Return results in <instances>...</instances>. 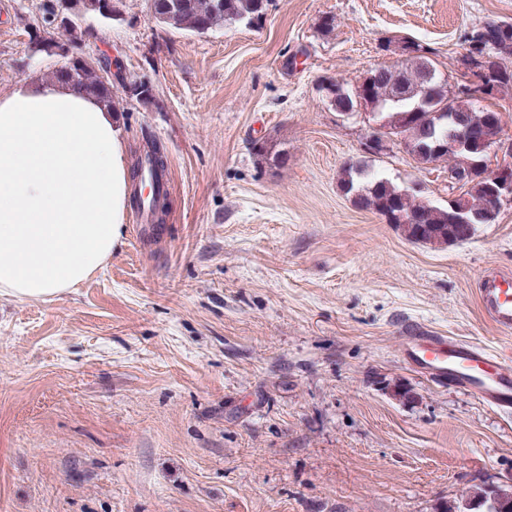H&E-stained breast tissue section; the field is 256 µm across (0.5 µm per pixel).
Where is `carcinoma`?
I'll return each mask as SVG.
<instances>
[{
  "instance_id": "1",
  "label": "carcinoma",
  "mask_w": 512,
  "mask_h": 512,
  "mask_svg": "<svg viewBox=\"0 0 512 512\" xmlns=\"http://www.w3.org/2000/svg\"><path fill=\"white\" fill-rule=\"evenodd\" d=\"M83 10L71 24L68 32L69 46L76 48L81 40L82 23L88 17L110 21L120 13L119 0H82ZM154 17L170 28L202 34L226 23L259 24L265 15V0H152ZM463 49L486 58L482 66V99H493L507 88H512V69L505 60L512 57V23L489 22L472 27L461 35ZM401 60L392 65H382L370 70L359 85L366 107L376 113L383 126L394 134L403 135L414 145L410 154L417 163L431 165L448 163V174L461 177L465 168L478 176L487 167L483 146H492L501 141L503 132L501 113L475 106L477 99L466 91L448 97V80L431 51L411 40L398 42ZM66 72H53L56 79L67 81L82 88L99 99L112 103V87L102 80L97 65L83 63L73 55L63 57ZM332 88L330 104L338 112L354 108V95L343 81L324 76L319 86ZM424 85L430 88L431 96L442 102L451 99L450 108L476 134V143L471 150L459 148L456 137L446 129L436 131V143L441 146L435 155L415 149L419 143L424 125L428 121L431 106L412 95L414 88ZM165 160L159 147L154 146L137 162L134 175H147L154 186L151 195L144 199L133 196V205L149 214L156 213L159 200H167V191L160 185L165 173ZM339 186L360 208L370 209L383 216L390 224L402 228L406 237L417 243L448 245L455 241L464 242L473 235L472 225L492 224L498 214L489 211L485 197L494 190V184L487 183L481 194L469 191L448 198L445 205H434L416 198L408 190L394 184L390 179L369 174L359 163L346 166ZM417 219V223L401 222L398 215Z\"/></svg>"
}]
</instances>
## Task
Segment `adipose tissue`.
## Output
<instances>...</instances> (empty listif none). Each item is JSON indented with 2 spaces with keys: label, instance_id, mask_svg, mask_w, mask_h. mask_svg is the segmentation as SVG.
Instances as JSON below:
<instances>
[{
  "label": "adipose tissue",
  "instance_id": "adipose-tissue-1",
  "mask_svg": "<svg viewBox=\"0 0 512 512\" xmlns=\"http://www.w3.org/2000/svg\"><path fill=\"white\" fill-rule=\"evenodd\" d=\"M130 185L109 105L57 80L0 92V295L45 300L103 270Z\"/></svg>",
  "mask_w": 512,
  "mask_h": 512
}]
</instances>
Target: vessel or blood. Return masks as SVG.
<instances>
[{
  "label": "vessel or blood",
  "mask_w": 512,
  "mask_h": 512,
  "mask_svg": "<svg viewBox=\"0 0 512 512\" xmlns=\"http://www.w3.org/2000/svg\"><path fill=\"white\" fill-rule=\"evenodd\" d=\"M483 313L498 329L512 331V276L484 275L478 288ZM405 361L436 380L470 390L485 404L512 407V355L433 330L401 338Z\"/></svg>",
  "instance_id": "1"
}]
</instances>
